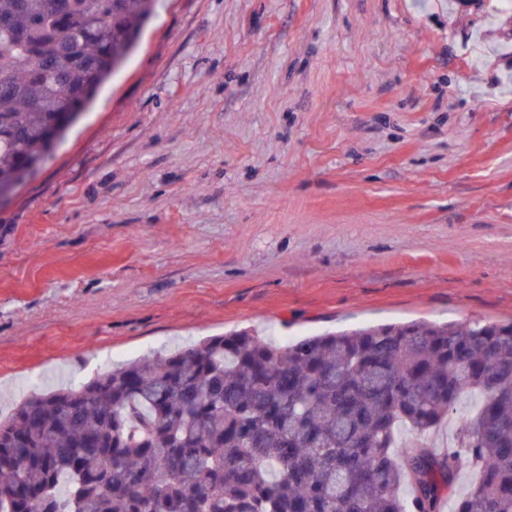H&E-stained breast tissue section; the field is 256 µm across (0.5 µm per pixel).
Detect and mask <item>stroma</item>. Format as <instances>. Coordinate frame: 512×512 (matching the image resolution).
<instances>
[{"label": "stroma", "mask_w": 512, "mask_h": 512, "mask_svg": "<svg viewBox=\"0 0 512 512\" xmlns=\"http://www.w3.org/2000/svg\"><path fill=\"white\" fill-rule=\"evenodd\" d=\"M506 0H157L0 201V412L253 330L512 321Z\"/></svg>", "instance_id": "35a3bbf8"}]
</instances>
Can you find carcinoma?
<instances>
[{
	"label": "carcinoma",
	"mask_w": 512,
	"mask_h": 512,
	"mask_svg": "<svg viewBox=\"0 0 512 512\" xmlns=\"http://www.w3.org/2000/svg\"><path fill=\"white\" fill-rule=\"evenodd\" d=\"M154 0H0V187L125 58ZM459 417L453 449L410 446ZM512 512V322L247 330L35 392L0 419V512ZM410 500L400 496L401 486Z\"/></svg>",
	"instance_id": "obj_1"
}]
</instances>
